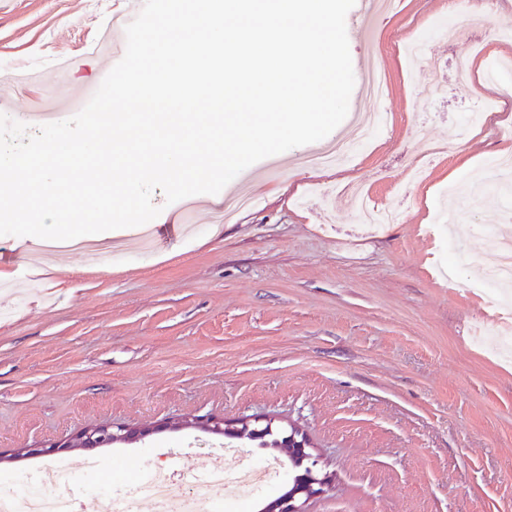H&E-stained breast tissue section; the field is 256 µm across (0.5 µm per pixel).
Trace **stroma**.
Returning a JSON list of instances; mask_svg holds the SVG:
<instances>
[{
	"label": "stroma",
	"instance_id": "35a3bbf8",
	"mask_svg": "<svg viewBox=\"0 0 512 512\" xmlns=\"http://www.w3.org/2000/svg\"><path fill=\"white\" fill-rule=\"evenodd\" d=\"M125 2L0 0V71L81 53ZM447 13V0H399L371 21L372 38L350 37L354 72L384 78L387 122L340 167L299 169L314 142L253 164L215 195L169 204L155 191L159 216L115 241L100 267L74 253L53 270L43 239L0 236V451L101 424L157 428L2 465L0 491L35 486L50 462L69 469L84 501L159 462L198 470L221 450L285 463L244 437L169 427L262 417L304 430L335 476L307 512H512V349L502 336L512 288H472L493 256L475 226L512 238V217L490 194L448 218L475 170L512 152V124L462 134L466 114L499 90H464L458 64L482 75L512 59V39L493 38V19L472 14L463 23L477 41L448 42L430 28ZM421 37L438 65L424 99L421 65L405 51ZM119 60L106 53L43 90L0 83V97L34 135L40 95L81 96ZM243 184L255 206L217 220ZM350 185L401 207L402 220L362 228ZM89 454L96 466L85 472Z\"/></svg>",
	"mask_w": 512,
	"mask_h": 512
}]
</instances>
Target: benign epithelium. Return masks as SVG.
Masks as SVG:
<instances>
[{
	"label": "benign epithelium",
	"instance_id": "7a95c632",
	"mask_svg": "<svg viewBox=\"0 0 512 512\" xmlns=\"http://www.w3.org/2000/svg\"><path fill=\"white\" fill-rule=\"evenodd\" d=\"M195 426L214 435H236L240 437L266 438L274 434L278 438L271 441L270 446L287 455L290 466L297 471L292 486L278 499L269 503L267 512H305L304 504L310 498L325 492L333 482V474L322 472L319 468V457L312 451L313 444L308 435L295 425L290 430L275 431L271 423L264 425L252 424L246 420L236 422L208 418L195 423ZM150 433L148 428L114 429L107 425L87 428L69 440L54 443L43 448H29L25 452H17L14 457L43 455L50 456L71 448H107L118 442L127 443L140 439Z\"/></svg>",
	"mask_w": 512,
	"mask_h": 512
}]
</instances>
